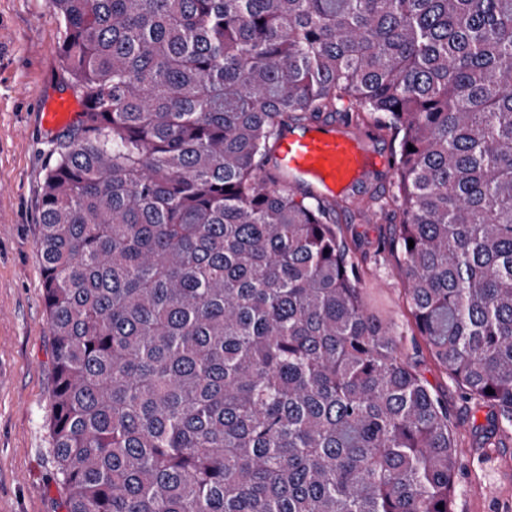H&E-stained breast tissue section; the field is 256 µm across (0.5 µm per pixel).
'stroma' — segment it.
<instances>
[{"label":"stroma","mask_w":512,"mask_h":512,"mask_svg":"<svg viewBox=\"0 0 512 512\" xmlns=\"http://www.w3.org/2000/svg\"><path fill=\"white\" fill-rule=\"evenodd\" d=\"M60 27L48 0H0V512H64L48 453L53 397L52 337L44 303L38 245L41 190L62 128L44 126V107L71 97L61 84ZM357 135L377 157L354 188L356 198L394 190L399 140L360 127ZM350 255L362 268L364 301L376 319L406 338L420 372L468 433L489 409L465 402L432 361L409 314L405 278L393 241L395 208L359 217L337 215ZM500 452L481 458L462 452L455 512H512V435Z\"/></svg>","instance_id":"1"}]
</instances>
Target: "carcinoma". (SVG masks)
<instances>
[{
  "mask_svg": "<svg viewBox=\"0 0 512 512\" xmlns=\"http://www.w3.org/2000/svg\"><path fill=\"white\" fill-rule=\"evenodd\" d=\"M49 3L85 105L39 236L66 512H454L456 426L336 210H401L412 319L491 407L489 454L512 428V0ZM336 112L401 135L391 199L277 167Z\"/></svg>",
  "mask_w": 512,
  "mask_h": 512,
  "instance_id": "cac0c4a2",
  "label": "carcinoma"
}]
</instances>
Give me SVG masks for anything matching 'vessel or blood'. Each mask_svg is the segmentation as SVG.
Instances as JSON below:
<instances>
[{
    "label": "vessel or blood",
    "instance_id": "obj_1",
    "mask_svg": "<svg viewBox=\"0 0 512 512\" xmlns=\"http://www.w3.org/2000/svg\"><path fill=\"white\" fill-rule=\"evenodd\" d=\"M75 112L70 99L58 98L45 108L44 119L48 125L58 126L71 121ZM276 157L280 169L330 199L346 194L375 163L360 139L326 126L284 135L277 144Z\"/></svg>",
    "mask_w": 512,
    "mask_h": 512
}]
</instances>
